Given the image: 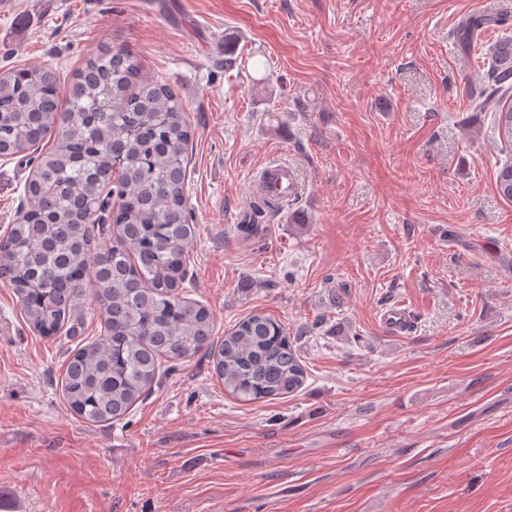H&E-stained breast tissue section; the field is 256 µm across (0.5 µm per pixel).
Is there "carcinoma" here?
Instances as JSON below:
<instances>
[{
	"label": "carcinoma",
	"mask_w": 512,
	"mask_h": 512,
	"mask_svg": "<svg viewBox=\"0 0 512 512\" xmlns=\"http://www.w3.org/2000/svg\"><path fill=\"white\" fill-rule=\"evenodd\" d=\"M493 19L469 17L458 41L471 48ZM512 37L493 50L479 107L494 113L512 142ZM191 130L184 106L167 84L150 76L139 56L117 49L88 57L69 85L50 68L0 71V154L39 149L24 186L26 205L0 238V285L19 298L27 324L53 338L70 321L81 282L103 333L74 349L63 372V398L90 423L126 416L156 384L162 363L201 351L217 376L244 402L295 394L307 372L285 325L262 313L237 322L215 342L210 310L185 296L195 235L185 192ZM512 161L496 173L499 194L512 201ZM115 244L94 233L106 202ZM287 200L262 195L238 228L256 235Z\"/></svg>",
	"instance_id": "obj_1"
}]
</instances>
